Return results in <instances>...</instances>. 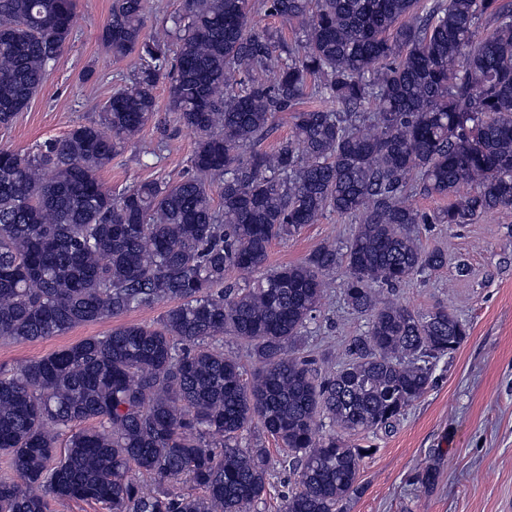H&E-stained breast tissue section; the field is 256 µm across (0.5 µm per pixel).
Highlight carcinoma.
Instances as JSON below:
<instances>
[{"instance_id":"cac0c4a2","label":"carcinoma","mask_w":512,"mask_h":512,"mask_svg":"<svg viewBox=\"0 0 512 512\" xmlns=\"http://www.w3.org/2000/svg\"><path fill=\"white\" fill-rule=\"evenodd\" d=\"M255 8L293 40L249 27ZM73 18L74 0H0L1 126L43 86ZM101 39L139 66L99 119L36 153L0 147V339L168 309L0 367L14 473L0 512H260L268 451L244 441L256 425L287 450L283 512H344L372 455L345 437L394 427L468 332L444 306L421 313L380 289L448 265L417 225L512 210V0H181L152 34L145 0H112ZM164 81L195 135L193 174L116 193L101 171L153 120ZM288 111L293 135L261 149ZM417 194L455 201L428 216ZM327 212L356 223L344 244L269 268L273 240ZM338 266L367 331L322 374L302 340ZM231 270L253 280L227 284ZM226 335L250 347L252 372Z\"/></svg>"}]
</instances>
